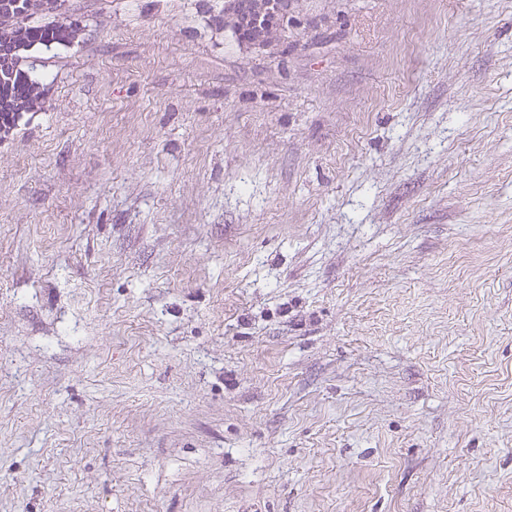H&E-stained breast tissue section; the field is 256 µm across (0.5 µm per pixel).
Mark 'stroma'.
Instances as JSON below:
<instances>
[{
	"label": "stroma",
	"mask_w": 512,
	"mask_h": 512,
	"mask_svg": "<svg viewBox=\"0 0 512 512\" xmlns=\"http://www.w3.org/2000/svg\"><path fill=\"white\" fill-rule=\"evenodd\" d=\"M23 20L0 512H512V0ZM21 34V38L25 41L28 48L36 46H45L46 48L52 45L70 46L78 43L82 37L81 30L77 27L55 25V26H35V25H15ZM52 27L57 30L60 43H55L50 31ZM55 43V44H53ZM0 72L6 76L3 83L14 84L11 100L2 99L0 96V113L17 108L37 110L42 107L45 99L44 84L21 68L19 59H13L7 53H3V58L0 57Z\"/></svg>",
	"instance_id": "obj_1"
}]
</instances>
